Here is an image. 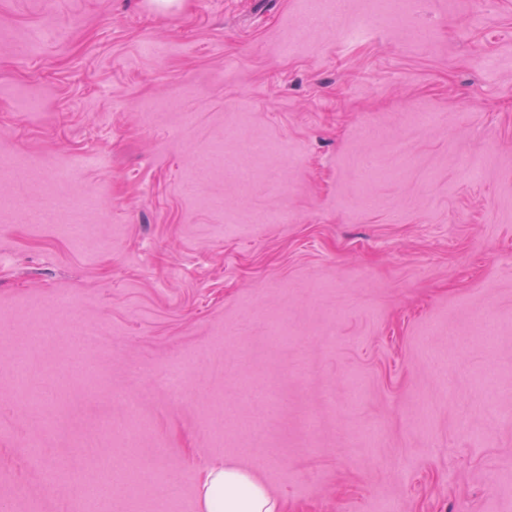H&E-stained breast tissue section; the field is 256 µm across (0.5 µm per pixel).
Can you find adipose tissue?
<instances>
[{
    "label": "adipose tissue",
    "instance_id": "adipose-tissue-1",
    "mask_svg": "<svg viewBox=\"0 0 512 512\" xmlns=\"http://www.w3.org/2000/svg\"><path fill=\"white\" fill-rule=\"evenodd\" d=\"M200 485L202 512H286L259 481L221 460L202 469Z\"/></svg>",
    "mask_w": 512,
    "mask_h": 512
}]
</instances>
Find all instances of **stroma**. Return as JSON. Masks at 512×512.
I'll return each instance as SVG.
<instances>
[{
    "mask_svg": "<svg viewBox=\"0 0 512 512\" xmlns=\"http://www.w3.org/2000/svg\"><path fill=\"white\" fill-rule=\"evenodd\" d=\"M301 2L0 0V512L104 456L137 512H200L218 459L288 512H512V0ZM81 152L79 240L30 216Z\"/></svg>",
    "mask_w": 512,
    "mask_h": 512,
    "instance_id": "stroma-1",
    "label": "stroma"
}]
</instances>
